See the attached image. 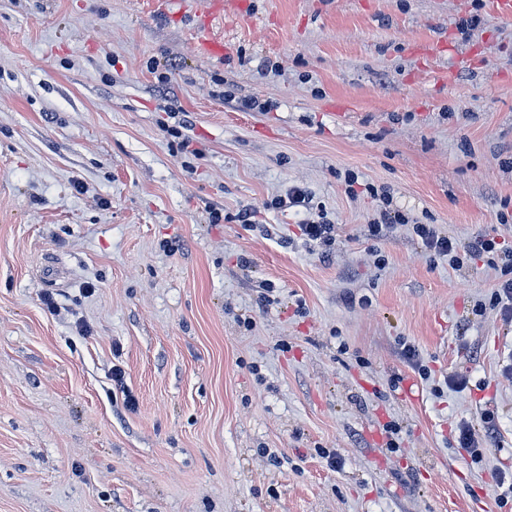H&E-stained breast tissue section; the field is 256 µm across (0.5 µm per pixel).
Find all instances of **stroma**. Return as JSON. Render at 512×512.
Returning a JSON list of instances; mask_svg holds the SVG:
<instances>
[{"mask_svg":"<svg viewBox=\"0 0 512 512\" xmlns=\"http://www.w3.org/2000/svg\"><path fill=\"white\" fill-rule=\"evenodd\" d=\"M206 10L0 0V512H512L499 267L371 237L376 201L343 182L512 237V18L230 0L202 35ZM183 112L190 173L166 132ZM292 185L335 222L331 257L297 237L305 212L262 210ZM486 413L475 464L457 426Z\"/></svg>","mask_w":512,"mask_h":512,"instance_id":"35a3bbf8","label":"stroma"}]
</instances>
